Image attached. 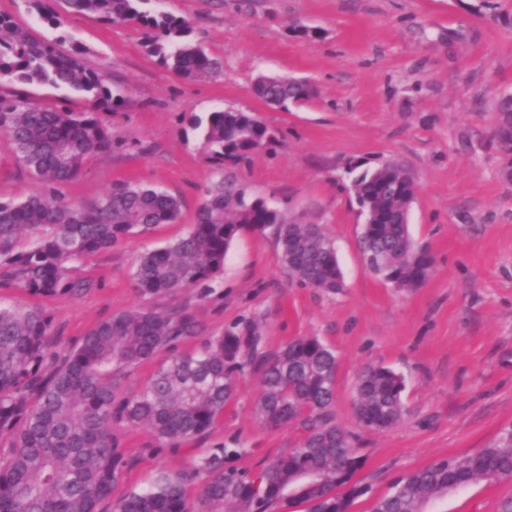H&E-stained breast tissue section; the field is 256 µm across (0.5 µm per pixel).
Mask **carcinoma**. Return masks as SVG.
<instances>
[{
  "instance_id": "1",
  "label": "carcinoma",
  "mask_w": 512,
  "mask_h": 512,
  "mask_svg": "<svg viewBox=\"0 0 512 512\" xmlns=\"http://www.w3.org/2000/svg\"><path fill=\"white\" fill-rule=\"evenodd\" d=\"M29 11L58 28L62 14L25 0ZM68 13L94 14L105 22L137 21L149 53L176 75L200 79L220 62L184 41L189 22L145 9L151 0H61ZM65 38L35 39L0 14V79L69 89L88 104L85 111L31 104L22 93L0 95V136L16 163L40 186L37 194L0 199V288L33 296L86 287L68 280L72 265L175 224L182 200L145 183H117L91 204L62 203L60 189L78 177L93 154L112 148L99 112L125 99L83 62L84 48ZM255 94L288 110L306 101L312 88L288 77L260 75ZM213 179L187 233L144 253L131 278L147 296H172L206 288L224 269L233 240L243 232L273 229L281 259L301 284L336 294L343 288L334 247L319 224H290L271 202L248 195L224 176L259 145L274 141L256 115L233 109L191 119ZM496 142L512 140V94L502 96L495 115ZM404 164L384 161L352 180L359 208L379 214L365 224L359 250L366 267L396 288H416L430 275L432 258L413 242L404 217L415 197ZM197 325L187 313L150 308L98 322L81 345L51 366L45 353L56 335L53 319L36 306L0 300V434L12 436L0 455V512H100L126 461L115 448L112 426L145 427L157 441L173 443L204 434L231 399L237 375L250 365L262 373L256 403L259 420L299 431L297 446L254 472L224 468L220 448L196 468L202 476L189 507L180 473L159 475L153 487L132 491L112 512H267L280 501L309 504V512H346L366 493L353 481L363 459L352 436L337 422L335 352L318 338L299 337L273 355L259 351L261 337L231 330L212 337L196 354L172 355L149 385L132 397L118 396L119 373L154 358ZM401 375L369 365L358 375L353 399L358 424L384 431L405 414ZM512 479V426L486 447L433 463L395 478L372 512H427L430 502L478 481Z\"/></svg>"
}]
</instances>
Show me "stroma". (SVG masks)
Returning <instances> with one entry per match:
<instances>
[{"instance_id":"1","label":"stroma","mask_w":512,"mask_h":512,"mask_svg":"<svg viewBox=\"0 0 512 512\" xmlns=\"http://www.w3.org/2000/svg\"><path fill=\"white\" fill-rule=\"evenodd\" d=\"M153 9L187 18L190 42L222 62L198 80L177 76L148 53L141 26L95 15L44 25L23 0H0V14L39 39L62 34L86 50L126 102L101 113L112 148L92 156L62 189L89 204L120 182L158 186L184 201L182 221L100 252L73 268L86 289L34 297L53 319L51 353L80 345L98 321L143 306L186 311L195 335L174 351L192 353L236 328L269 352L300 336L318 337L338 358L336 421L355 436L364 463L355 479L366 495L348 512H371L400 475L472 453L512 425V183L501 177L493 138L498 98L512 92V0H154ZM310 27L290 32L291 21ZM307 81L312 99L280 110L253 91L257 75ZM216 109L254 113L278 140L234 166L249 193L273 201L293 221L322 225L334 242L345 287L336 295L301 287L283 266L272 235L232 244L224 273L208 289L143 297L131 272L148 249L184 235L212 173L190 120ZM398 160L417 184L410 231L433 258L427 281L410 290L385 284L358 251L363 217L348 169ZM35 181L0 140V198L26 196ZM384 365L403 376L406 414L385 431L353 414L360 370ZM260 372L239 379L209 431L159 447L144 428L113 426L128 462L112 496L150 488L163 472H186L188 496L200 462L227 448V467L254 471L296 447L297 431L263 426L254 407ZM512 481H480L437 497L431 512H499Z\"/></svg>"}]
</instances>
